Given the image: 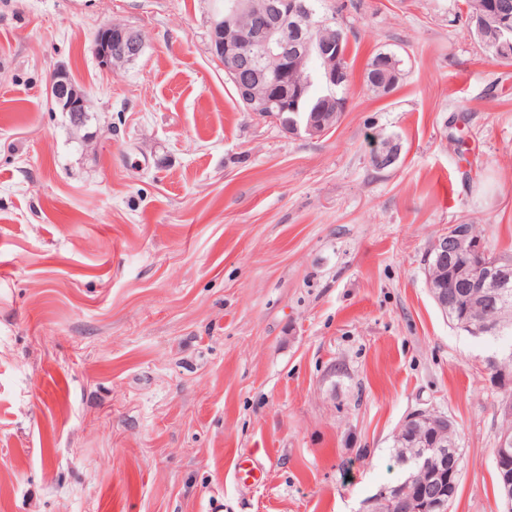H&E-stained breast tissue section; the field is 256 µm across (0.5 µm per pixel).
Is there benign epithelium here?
<instances>
[{"instance_id":"obj_1","label":"benign epithelium","mask_w":512,"mask_h":512,"mask_svg":"<svg viewBox=\"0 0 512 512\" xmlns=\"http://www.w3.org/2000/svg\"><path fill=\"white\" fill-rule=\"evenodd\" d=\"M255 0H229L211 22V44L221 56L224 75L232 82L239 98L250 112L271 113L288 110L286 90L293 76L301 70L307 55L303 46L308 33L315 25L314 16L306 0H261L263 6L253 7ZM249 16V22H241L242 15ZM512 13L500 11L499 28L493 38L486 40V48L501 59L512 56ZM343 35L331 36L317 45V53L327 62L325 77L327 82L336 83L346 78V71L336 67L341 58ZM144 39L141 33L125 25L113 24L100 28L94 40V52L99 64L110 68L116 64L130 63L143 51ZM58 91L54 103L69 115L75 125L81 124L88 112L85 95L74 85L57 75L53 81ZM291 133H304L310 138L324 136L332 126L310 117L304 122H289ZM400 151L383 146L374 151L372 162L383 167L396 162ZM429 253L448 267L455 261V273L465 291L453 297L444 293L443 278H427L428 288L437 307L446 311L450 307H467L469 302L481 297L492 303L499 298L503 273H485L483 269L493 268L497 261L489 258L486 243L475 236L466 223L450 224L448 230L432 241ZM493 370V381L501 391L512 386V365L499 364ZM432 430L430 441L440 448L448 447V416L429 409L412 413L403 421L397 436L404 437L414 427ZM499 447L502 451L495 455L494 463L499 471L512 470V455L507 449L512 447V434H500Z\"/></svg>"}]
</instances>
